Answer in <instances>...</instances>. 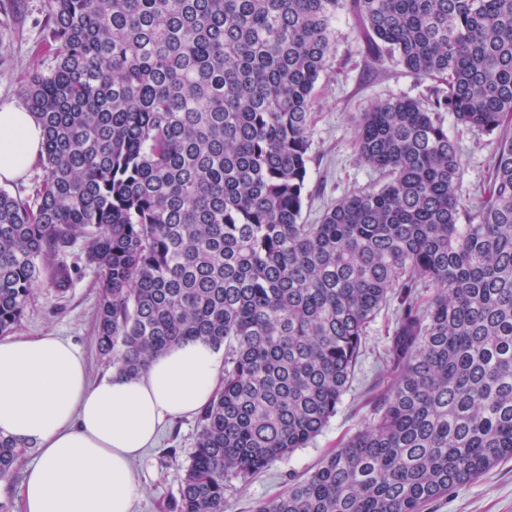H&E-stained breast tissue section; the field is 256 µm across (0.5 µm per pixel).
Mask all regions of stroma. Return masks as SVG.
<instances>
[{
	"label": "stroma",
	"instance_id": "stroma-1",
	"mask_svg": "<svg viewBox=\"0 0 512 512\" xmlns=\"http://www.w3.org/2000/svg\"><path fill=\"white\" fill-rule=\"evenodd\" d=\"M45 0H0V105L25 106V88L33 73H49L57 47L47 38ZM335 38L325 70L315 88L310 125L311 153L304 192L302 221L316 223L323 212L346 194L379 189L384 177L363 161L355 145L360 113L399 97L425 99L431 82L407 72L389 56L372 60L357 17L348 9L337 13ZM462 158L460 185L474 195L486 181L495 139L442 117ZM82 242L66 253L67 264H79L65 294L44 286L34 289L16 332L38 336L46 332L70 340L80 350L91 380L109 373L93 342L97 292L94 268L82 262ZM397 301L383 306L367 328L360 357L335 417L306 447L294 450L247 482L233 481L226 492L227 512H251L256 502L276 496L290 476L313 471L320 461L352 436L370 414L369 390L386 369L387 348L395 327ZM197 436L195 418L164 426L156 444L145 449L135 469L143 483L133 512H165L179 494ZM428 512H512V460L502 462L478 479L432 503Z\"/></svg>",
	"mask_w": 512,
	"mask_h": 512
}]
</instances>
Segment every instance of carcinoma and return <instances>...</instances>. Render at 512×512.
<instances>
[{
  "label": "carcinoma",
  "instance_id": "1",
  "mask_svg": "<svg viewBox=\"0 0 512 512\" xmlns=\"http://www.w3.org/2000/svg\"><path fill=\"white\" fill-rule=\"evenodd\" d=\"M340 0H47L32 200L0 190V336L79 238L93 340L135 377L187 339L225 348L170 512L225 491L336 415L368 323L398 302L369 420L252 512H424L512 459V0H350L371 55L438 82L361 115L388 181L301 222L314 90ZM495 136L485 199L440 113ZM20 446L0 435V477Z\"/></svg>",
  "mask_w": 512,
  "mask_h": 512
}]
</instances>
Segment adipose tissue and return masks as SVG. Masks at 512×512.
Returning a JSON list of instances; mask_svg holds the SVG:
<instances>
[{
    "instance_id": "obj_1",
    "label": "adipose tissue",
    "mask_w": 512,
    "mask_h": 512,
    "mask_svg": "<svg viewBox=\"0 0 512 512\" xmlns=\"http://www.w3.org/2000/svg\"><path fill=\"white\" fill-rule=\"evenodd\" d=\"M43 141L27 109L1 106L0 184L30 168ZM223 371L212 346L187 340L137 377L93 383L79 351L54 334L0 339V434L39 454L17 490L22 512H132L135 460L166 423L211 400Z\"/></svg>"
}]
</instances>
